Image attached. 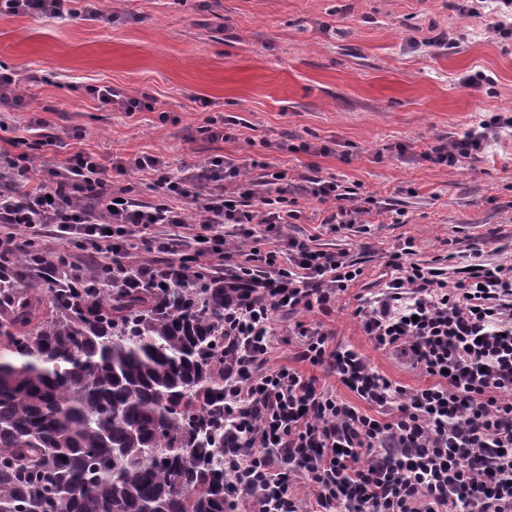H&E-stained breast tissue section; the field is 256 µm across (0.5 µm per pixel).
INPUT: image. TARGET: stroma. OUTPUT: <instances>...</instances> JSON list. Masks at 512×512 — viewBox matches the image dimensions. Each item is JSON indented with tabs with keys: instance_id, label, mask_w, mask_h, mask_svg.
<instances>
[{
	"instance_id": "1",
	"label": "stroma",
	"mask_w": 512,
	"mask_h": 512,
	"mask_svg": "<svg viewBox=\"0 0 512 512\" xmlns=\"http://www.w3.org/2000/svg\"><path fill=\"white\" fill-rule=\"evenodd\" d=\"M109 8L107 17L64 22L0 16V65L41 79L29 112L0 116V149L21 135L34 110L66 151L105 162L153 153L188 169L223 155L247 164L250 181L267 164L286 171L303 215L288 235L346 252L362 275L328 316L278 319L271 364L296 366L290 333L297 321L319 322L337 345L354 346L388 378L409 388L425 384L409 358L373 346L353 311L384 288L388 255L408 238L420 262L446 256L452 244L485 248L491 237L499 246L493 260L512 262V135L462 168L419 157L483 113L512 112V44L448 0H111ZM476 72L491 85H466ZM90 84L130 97L150 93L154 109L99 111L85 92ZM202 98L208 108L199 107ZM208 116L235 122L237 138L201 135ZM74 126L82 140L68 138ZM265 139L284 150L264 149ZM304 141L331 152L295 151ZM316 173L360 184L377 199L369 231L322 227L327 204L303 192ZM399 209L405 217L396 224Z\"/></svg>"
}]
</instances>
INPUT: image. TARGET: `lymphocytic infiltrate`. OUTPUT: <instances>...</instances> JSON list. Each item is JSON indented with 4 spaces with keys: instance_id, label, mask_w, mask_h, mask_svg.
Wrapping results in <instances>:
<instances>
[{
    "instance_id": "1",
    "label": "lymphocytic infiltrate",
    "mask_w": 512,
    "mask_h": 512,
    "mask_svg": "<svg viewBox=\"0 0 512 512\" xmlns=\"http://www.w3.org/2000/svg\"><path fill=\"white\" fill-rule=\"evenodd\" d=\"M99 0H0L1 15L68 20L98 16ZM460 12L484 19L512 39V0H459ZM100 110L152 109L149 93L125 97L87 85ZM26 135L0 151V239L16 225L32 238L51 232L62 244L94 251L104 263L141 247L177 259L219 261L224 269V498L228 512L248 500L252 512H304L296 485L308 488L311 512H512V264L477 250L452 269L415 262L414 239L392 251L391 278L354 311L376 348L408 355L426 376L415 389L380 374L354 347L338 346L321 324L296 323V357L335 377L343 399L317 377L268 357L278 313L330 314L362 274L346 253L286 235L302 214L282 171L265 174L252 204L242 168L223 155L197 170L141 153L102 163L77 150L41 168L30 159L60 139L31 116ZM512 115L494 113L453 140L438 139L422 160L461 168L503 135ZM136 171L158 191L141 202L113 174ZM307 192L333 209L336 233L362 223L377 199L360 185L312 176ZM200 216L188 225L183 207ZM168 225L162 236L159 225Z\"/></svg>"
}]
</instances>
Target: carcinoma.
<instances>
[{"label": "carcinoma", "instance_id": "carcinoma-1", "mask_svg": "<svg viewBox=\"0 0 512 512\" xmlns=\"http://www.w3.org/2000/svg\"><path fill=\"white\" fill-rule=\"evenodd\" d=\"M122 263L0 245V512H225L224 279Z\"/></svg>", "mask_w": 512, "mask_h": 512}]
</instances>
